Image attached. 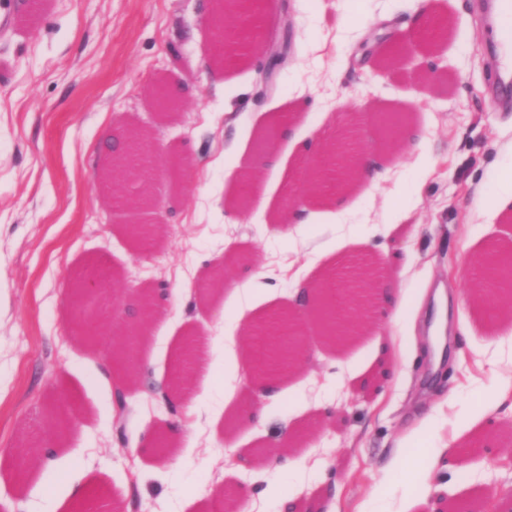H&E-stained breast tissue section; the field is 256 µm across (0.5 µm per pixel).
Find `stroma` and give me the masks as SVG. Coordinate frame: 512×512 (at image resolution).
Wrapping results in <instances>:
<instances>
[{
    "label": "stroma",
    "mask_w": 512,
    "mask_h": 512,
    "mask_svg": "<svg viewBox=\"0 0 512 512\" xmlns=\"http://www.w3.org/2000/svg\"><path fill=\"white\" fill-rule=\"evenodd\" d=\"M20 2L14 29L0 31V512H27L40 493L23 461L33 440L63 480L98 483L101 501L126 482L123 512H187L189 496L205 508L269 483L295 491L297 512H404L410 487L393 461L431 412L433 442L446 447L427 479L441 512L462 499L483 512L486 487L512 489V347L489 345L484 310L498 294L472 299L485 259L512 245V216L495 211L512 170V105L487 93L485 0H265L257 52L229 71L209 52L211 0ZM283 42L284 61L269 69ZM160 77L188 89L166 120L148 96ZM283 112L297 116L291 133L265 141ZM384 112L405 117L390 141ZM129 124L155 143L151 211L99 196L104 142ZM344 125L388 173L372 193L347 192L340 229L335 211L310 205L305 181ZM171 149L188 159L179 191L164 174ZM302 206L301 235L279 237L273 215ZM153 221L161 236L135 252L128 225ZM321 250L327 262L314 264ZM382 254L406 321L369 315L333 346L303 316L307 360L281 374L280 400L260 403L243 382L247 351L224 348L225 321L246 328L290 307L297 273ZM77 269L117 275L119 325L134 323L137 289L166 285L149 341L133 343L125 401L108 340L91 349L72 333ZM259 269L251 300L237 301ZM190 332L198 352L176 390ZM53 398L76 404L62 439ZM259 405L257 427L249 414ZM176 416L175 446L158 460L155 432ZM278 454L301 457V470H276Z\"/></svg>",
    "instance_id": "35a3bbf8"
}]
</instances>
